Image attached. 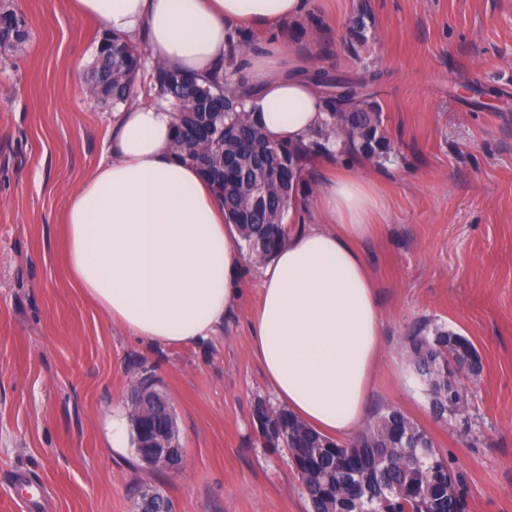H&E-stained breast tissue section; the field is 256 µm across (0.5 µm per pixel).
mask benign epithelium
<instances>
[{
    "mask_svg": "<svg viewBox=\"0 0 512 512\" xmlns=\"http://www.w3.org/2000/svg\"><path fill=\"white\" fill-rule=\"evenodd\" d=\"M129 400L136 406V415L142 419L135 434V451L149 469L178 472L183 464V448L177 423L168 418L161 425H149L156 420L157 407L168 403V396L160 389L143 386L129 392ZM164 497L153 489L144 490L139 497L137 512H163Z\"/></svg>",
    "mask_w": 512,
    "mask_h": 512,
    "instance_id": "1",
    "label": "benign epithelium"
}]
</instances>
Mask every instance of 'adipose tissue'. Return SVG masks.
Returning <instances> with one entry per match:
<instances>
[{
    "label": "adipose tissue",
    "mask_w": 512,
    "mask_h": 512,
    "mask_svg": "<svg viewBox=\"0 0 512 512\" xmlns=\"http://www.w3.org/2000/svg\"><path fill=\"white\" fill-rule=\"evenodd\" d=\"M79 13L142 44L151 62L205 80L223 73L228 38L308 16L311 0H74ZM239 93L271 143H296L327 118L315 83L273 39L241 58ZM174 116L152 96L112 117L105 160L70 197L67 270L131 336L156 347L214 339L250 257L210 182L171 151ZM385 208L377 181L337 170L290 208L286 244L260 268L254 352L275 399L317 431L352 439L383 351L382 313L360 242ZM326 227L310 223L309 213Z\"/></svg>",
    "instance_id": "adipose-tissue-1"
}]
</instances>
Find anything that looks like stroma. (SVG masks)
Returning a JSON list of instances; mask_svg holds the SVG:
<instances>
[{
	"mask_svg": "<svg viewBox=\"0 0 512 512\" xmlns=\"http://www.w3.org/2000/svg\"><path fill=\"white\" fill-rule=\"evenodd\" d=\"M362 0H314L288 36L330 74L380 71L377 101L396 154L378 175L387 208L365 254L379 287L385 353L371 410L400 409L467 478V512H512V0H363L367 42L346 36ZM30 38L0 57V512L13 473L43 482L53 512H132L143 487L173 512H310L289 452L263 444L256 400H272L252 349L259 275L221 336L156 349L129 336L72 284L64 260L70 195L105 155L116 107L84 93L101 24L71 0H12ZM495 98L461 96L474 81ZM468 337L483 363L466 389L471 433L434 419L406 338L419 324ZM151 370L174 406L180 472L112 447V415Z\"/></svg>",
	"mask_w": 512,
	"mask_h": 512,
	"instance_id": "obj_1",
	"label": "stroma"
}]
</instances>
